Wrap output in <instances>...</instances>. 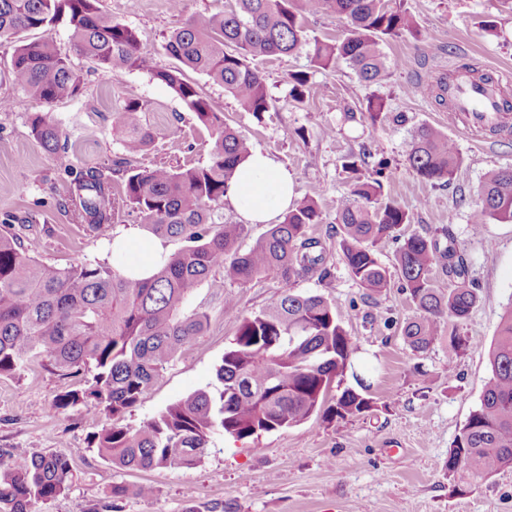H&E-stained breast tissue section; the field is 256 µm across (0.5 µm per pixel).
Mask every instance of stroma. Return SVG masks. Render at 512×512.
<instances>
[{"instance_id": "35a3bbf8", "label": "stroma", "mask_w": 512, "mask_h": 512, "mask_svg": "<svg viewBox=\"0 0 512 512\" xmlns=\"http://www.w3.org/2000/svg\"><path fill=\"white\" fill-rule=\"evenodd\" d=\"M230 0H101L113 21L134 29L144 63L109 72L74 56L85 84L73 99L44 106L6 80H0V225H11L23 241L35 242L36 258L64 268L75 263H111L101 246L136 224L123 211L100 235L73 221L68 208L75 173L89 167L112 169V189L122 193L130 169L187 168L207 163L211 130L153 73L174 67L165 51L169 32L201 13H217ZM417 30L389 39L381 49L386 76L374 83L358 79L346 63L312 70L308 49L275 57L261 66L271 97L261 116L243 111L237 101L205 75L185 71L215 111L248 138L253 150L270 155L294 179L297 198L339 200L350 191L341 167L345 155L367 150L387 158L392 175L384 190L411 216L402 236L438 235L449 228L466 254L477 301L467 321L448 323L445 337L416 354L400 328L416 316L399 278L373 293L349 275L338 247L335 209H325L312 232L327 248L329 275L288 284L269 276L246 285L226 281L223 269L194 290L189 306L206 311L200 336L121 418L139 428L165 409L200 391L214 390L216 370L235 338L240 316L260 311L286 290L323 295L336 307L357 351L353 370L370 386L371 410L345 421L312 416L300 425L239 440L215 434L192 469L131 470L102 459L92 437L108 420L82 410H60L57 395L67 382L32 361L21 375L0 376V451L10 454H63L74 475L68 489L32 512H100L113 486L151 485L148 498L127 496L119 512H512V469L480 489L459 493L445 464L454 439L478 405L489 374L488 350L508 304L512 303V223L471 230L476 191L487 174L512 166V130L475 141L451 128L448 112L430 96L413 92L429 72L448 71L456 62L482 69L512 71V14L498 0H403ZM493 16L498 32L485 34L480 20ZM311 74L308 98L289 99L288 75ZM380 97L388 111L404 113L403 124L372 128L347 119L344 105ZM146 102V120L155 134L147 151L127 156L114 129V115L125 102ZM48 111L62 133L58 153H47L31 133L35 113ZM446 131L462 161L449 183H423L408 167V143L420 125ZM234 297L235 312L224 310ZM461 337L453 348L451 336Z\"/></svg>"}]
</instances>
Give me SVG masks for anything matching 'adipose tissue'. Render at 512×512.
I'll list each match as a JSON object with an SVG mask.
<instances>
[{
    "instance_id": "ef3b65f1",
    "label": "adipose tissue",
    "mask_w": 512,
    "mask_h": 512,
    "mask_svg": "<svg viewBox=\"0 0 512 512\" xmlns=\"http://www.w3.org/2000/svg\"><path fill=\"white\" fill-rule=\"evenodd\" d=\"M294 199L293 179L271 156L254 152L236 169L224 195L226 205L251 224L282 217ZM114 267L133 279L150 278L169 255L168 245L137 227L116 234L106 246Z\"/></svg>"
}]
</instances>
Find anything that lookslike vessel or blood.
<instances>
[{"mask_svg":"<svg viewBox=\"0 0 512 512\" xmlns=\"http://www.w3.org/2000/svg\"><path fill=\"white\" fill-rule=\"evenodd\" d=\"M512 110L504 103L499 82H475L459 78L449 123L458 131L480 139L494 124L507 120Z\"/></svg>","mask_w":512,"mask_h":512,"instance_id":"1","label":"vessel or blood"}]
</instances>
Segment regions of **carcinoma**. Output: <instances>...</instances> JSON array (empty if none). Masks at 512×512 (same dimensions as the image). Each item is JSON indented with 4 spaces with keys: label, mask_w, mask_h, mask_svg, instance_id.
<instances>
[{
    "label": "carcinoma",
    "mask_w": 512,
    "mask_h": 512,
    "mask_svg": "<svg viewBox=\"0 0 512 512\" xmlns=\"http://www.w3.org/2000/svg\"><path fill=\"white\" fill-rule=\"evenodd\" d=\"M99 2L0 0V39L14 43L12 83L45 105L80 95L84 77L70 55L48 36L34 41L23 37L32 30L48 33L61 19L71 30L77 55L109 71L139 65L137 34L106 17ZM328 10L345 21L344 35L329 41L308 39L304 17ZM413 27L401 0H234L222 12L198 15L173 29L165 50L181 67L157 70L154 77L215 132L209 162L178 170L132 171L118 198L106 168H90L74 178L70 211L87 231L103 233L114 221L115 208L126 205L152 235L185 245L152 277L135 280L100 263L66 268L43 264L32 256V245L1 231L0 376L21 373L34 358L66 378L94 367L92 379L58 396L57 408L82 409L112 420L92 441L103 459L132 470L193 468L217 431L236 439L257 438L319 413L327 420H344L369 411L372 398L363 379L355 378L356 389L344 385L355 344L336 307L322 295L288 291L261 311L237 319L233 346L224 352L216 372V392H195L138 429L118 425L203 331L207 314L186 306L192 291L213 270L224 269V279L239 284L268 275L291 283L327 274L326 248L311 232L327 206L323 199H301L246 251L241 249L246 225L215 222L235 167L251 153V145L224 122V113L214 111L197 87L182 78V68L224 85L244 111L258 116L268 111L269 94L257 62L307 45L314 68L325 70L343 61L360 80L373 83L387 71L380 44ZM460 71L478 81L492 80L470 63L448 74L430 73L428 91L439 106L450 103ZM309 91L308 72L289 75L291 100L301 103ZM385 107L383 99L373 97L360 112L374 127L388 119ZM146 111L148 104L130 100L115 113V129L130 155L151 144L143 124ZM31 133L47 152L60 148V131L48 114L32 118ZM406 161L422 182L435 185L453 177L461 157L443 130L422 125L412 135ZM363 163L354 153L342 162L351 175V190L335 205L341 226L338 245L351 277L378 292L388 287L391 272L378 260L376 246L398 239L400 227L411 220L395 200L384 196L389 161L378 160L367 177ZM478 197L472 213L474 233L491 220L512 223V167L491 172ZM443 236L445 246L436 237L412 235L395 254L394 269L418 310L401 328L415 352L440 340L446 321H466L477 300L462 250L451 232ZM437 266L456 283L451 291L437 284ZM489 364L480 403L448 453L446 467L457 477L461 493L512 469V308L498 325ZM334 387L339 393L328 405ZM72 477V461L63 455L0 460V512H31L33 505L64 493ZM129 494L148 498L153 489L147 484L115 486L107 512H116L117 501Z\"/></svg>",
    "instance_id": "cac0c4a2"
}]
</instances>
